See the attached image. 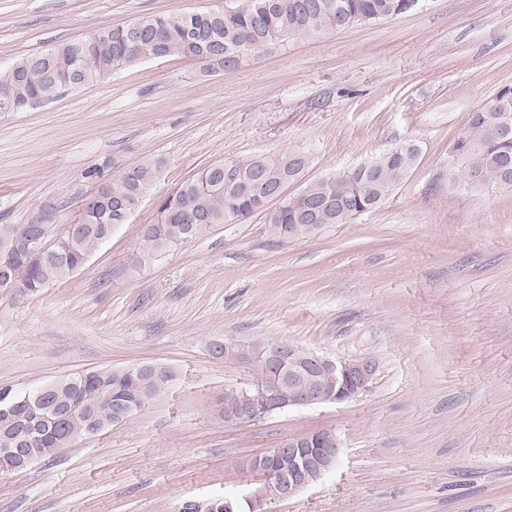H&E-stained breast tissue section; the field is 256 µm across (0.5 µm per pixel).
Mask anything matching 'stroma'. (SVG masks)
Masks as SVG:
<instances>
[{"label": "stroma", "instance_id": "stroma-1", "mask_svg": "<svg viewBox=\"0 0 512 512\" xmlns=\"http://www.w3.org/2000/svg\"><path fill=\"white\" fill-rule=\"evenodd\" d=\"M230 0H0V65L151 14ZM512 86V0H422L397 17L271 46L208 74L171 57L0 112V224L51 206V233L126 166L160 174L67 281L0 289V389L155 363L165 390L19 472L0 512H184L251 493L248 456L328 430L334 467L272 512H512V189L463 185L455 140ZM420 154L377 209L282 240L265 215L143 255L158 201L219 161L296 150L316 178L394 145ZM291 343L376 362L345 403L225 422L260 376L213 342Z\"/></svg>", "mask_w": 512, "mask_h": 512}]
</instances>
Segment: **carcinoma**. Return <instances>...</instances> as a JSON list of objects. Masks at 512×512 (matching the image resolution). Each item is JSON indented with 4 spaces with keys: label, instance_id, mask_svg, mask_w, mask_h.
<instances>
[{
    "label": "carcinoma",
    "instance_id": "1",
    "mask_svg": "<svg viewBox=\"0 0 512 512\" xmlns=\"http://www.w3.org/2000/svg\"><path fill=\"white\" fill-rule=\"evenodd\" d=\"M418 0H239L223 10H195L148 15L127 24L100 29L85 38L27 54L0 68V106L14 111L55 99L62 91L98 82L116 71L144 61L179 56L197 60L209 71L233 70L247 58L293 36L316 35L346 28L357 22L384 20L409 10ZM483 112L512 116V87H505ZM464 162V176L472 186L495 184L512 188V125L497 127L476 114L454 144ZM419 158L413 143L398 144L379 156L343 173L315 179L304 175L309 159L295 151L262 155L244 161L216 162L184 181L175 198L164 197L158 208L161 223L143 229L141 249L156 253L167 246L206 234L214 225L243 222L263 208L260 198L282 183L300 184L280 208L268 214L275 234L284 239L289 224H299L294 238L311 235L303 224H346L378 208ZM135 177L119 175L98 189L97 209L84 214L66 250L38 260L7 259L0 247V261L8 263L13 287L38 293L64 281L83 266L112 235L119 223L116 204H135L150 191L158 174L156 164L131 165ZM32 234L30 224H1L0 241L17 243ZM143 364L95 369L86 375L71 374L28 393L0 390V462L13 458L14 437L23 420L12 404L26 399L32 419L57 413L63 419L51 432L30 437L25 447L34 455L46 448L71 445L123 422L155 399L174 377L167 366ZM243 391L224 395V420H240ZM245 466L258 471L270 466L288 469V457L262 460L253 456ZM278 478L265 477L253 490L254 498L234 504L240 512H262L281 500Z\"/></svg>",
    "mask_w": 512,
    "mask_h": 512
}]
</instances>
